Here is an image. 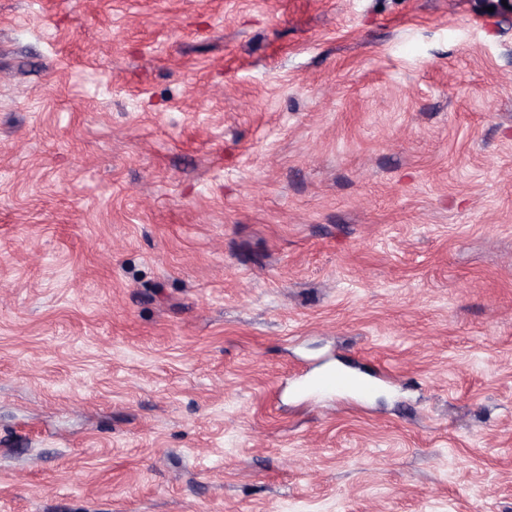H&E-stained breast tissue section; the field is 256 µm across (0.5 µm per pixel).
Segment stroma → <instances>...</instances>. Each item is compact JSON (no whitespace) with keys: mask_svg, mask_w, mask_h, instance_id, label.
<instances>
[{"mask_svg":"<svg viewBox=\"0 0 512 512\" xmlns=\"http://www.w3.org/2000/svg\"><path fill=\"white\" fill-rule=\"evenodd\" d=\"M0 512H512V0H0ZM380 379L381 375H371L370 378H366V380H354L330 374L312 388L320 391H343L347 388H355L362 393L368 394L373 391L377 380Z\"/></svg>","mask_w":512,"mask_h":512,"instance_id":"obj_1","label":"stroma"}]
</instances>
